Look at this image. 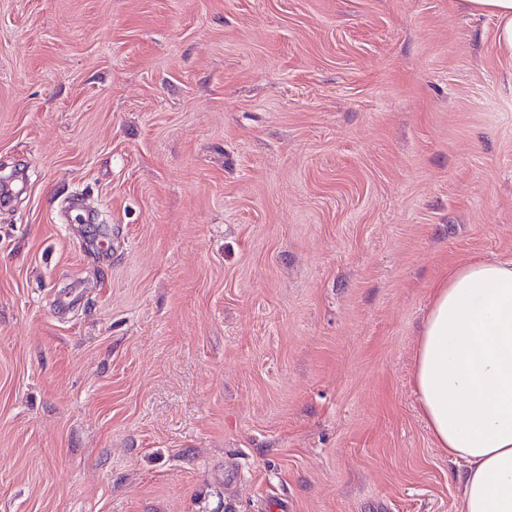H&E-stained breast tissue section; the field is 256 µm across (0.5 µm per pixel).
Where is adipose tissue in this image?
Segmentation results:
<instances>
[{"mask_svg": "<svg viewBox=\"0 0 512 512\" xmlns=\"http://www.w3.org/2000/svg\"><path fill=\"white\" fill-rule=\"evenodd\" d=\"M497 21L512 57V0H463ZM413 383L438 447L465 462L460 512H512V261L470 262L433 291Z\"/></svg>", "mask_w": 512, "mask_h": 512, "instance_id": "ef3b65f1", "label": "adipose tissue"}]
</instances>
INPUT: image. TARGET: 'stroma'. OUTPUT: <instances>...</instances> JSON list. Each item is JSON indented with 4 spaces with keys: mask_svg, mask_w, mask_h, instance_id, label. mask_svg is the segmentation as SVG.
<instances>
[{
    "mask_svg": "<svg viewBox=\"0 0 512 512\" xmlns=\"http://www.w3.org/2000/svg\"><path fill=\"white\" fill-rule=\"evenodd\" d=\"M0 182V512H459L413 371L512 259L494 17L0 0Z\"/></svg>",
    "mask_w": 512,
    "mask_h": 512,
    "instance_id": "obj_1",
    "label": "stroma"
}]
</instances>
